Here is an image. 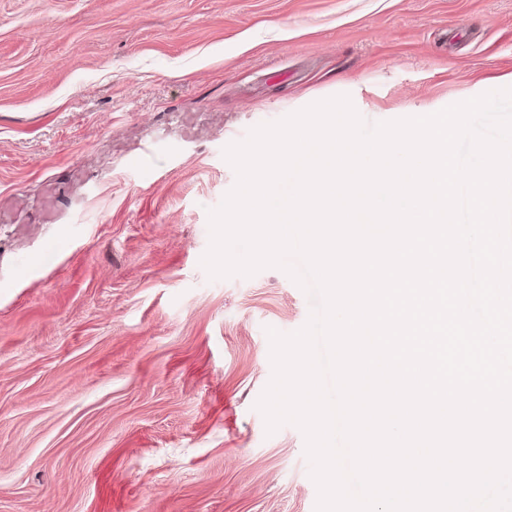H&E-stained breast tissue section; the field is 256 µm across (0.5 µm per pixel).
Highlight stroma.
Masks as SVG:
<instances>
[{"instance_id": "obj_1", "label": "stroma", "mask_w": 512, "mask_h": 512, "mask_svg": "<svg viewBox=\"0 0 512 512\" xmlns=\"http://www.w3.org/2000/svg\"><path fill=\"white\" fill-rule=\"evenodd\" d=\"M511 86L512 0H0V512H315L256 407L315 301L201 266L223 151Z\"/></svg>"}]
</instances>
